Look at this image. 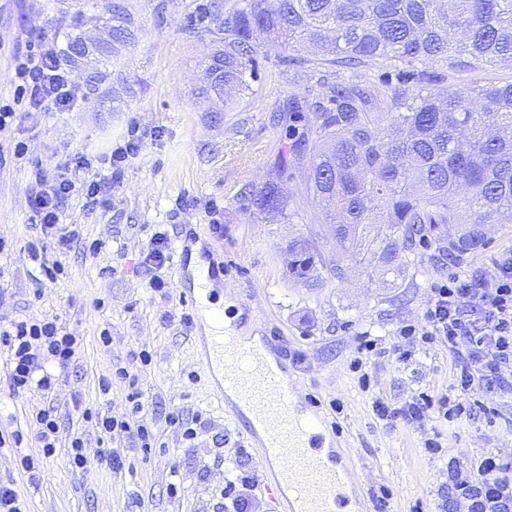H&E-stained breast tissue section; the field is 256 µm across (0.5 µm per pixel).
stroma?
Instances as JSON below:
<instances>
[{
  "instance_id": "1",
  "label": "stroma",
  "mask_w": 512,
  "mask_h": 512,
  "mask_svg": "<svg viewBox=\"0 0 512 512\" xmlns=\"http://www.w3.org/2000/svg\"><path fill=\"white\" fill-rule=\"evenodd\" d=\"M134 34L117 45L110 61L91 58L65 62L77 94L71 112L45 107L20 111L0 143L25 142L24 156H7L0 164V324L24 317L59 316L82 336L80 358L59 374L49 394L10 395L7 366L0 359V433L23 435L21 443L0 447V480H15L23 512H225L224 481L237 468L234 448H248L253 473H260L259 440L235 404L222 398L210 379L197 342L202 327L183 325L180 293L191 285L187 268L172 262L161 274L171 295L163 299L148 286L141 267L154 232L167 233L173 252L200 246L203 257L223 271L224 314L239 336H257L282 361L300 404H312L333 429L337 447L354 458L360 482L357 501L376 512L380 489L391 494L388 512H433L448 483L445 460L430 459L423 448L430 429L389 426L375 418L372 402L383 398L401 404L421 390L443 392L453 381L448 348L439 343L420 348L413 361L397 360L393 331L418 318L431 283L448 273L487 265L500 251L512 249V224L493 226L479 251L450 262L435 247L418 244L414 262L397 276L374 275L369 260L349 262L344 277L321 270L317 283L287 275L285 245L299 234H319L324 260L333 243L324 238V219L305 191L306 172L295 167L276 175V163L292 142L277 111L291 95L316 99L321 82L350 77L366 84L394 81L393 70L380 64L350 72L322 66L317 76L287 69L277 58H259L249 87L227 100L206 92L205 61L218 49L208 33L191 27L189 0H123ZM91 0H0V101L12 100L14 66L29 46H66L85 36L107 39ZM452 90L487 82H512V64L447 67L435 65ZM143 136L140 153L130 159L112 186L110 205L83 210L70 201L67 221L82 227L84 243L58 255L51 239L29 224V195L36 171L51 176L57 164L77 155L96 156L122 144L128 129ZM279 177L288 198L292 223L277 215H252L245 187L262 186ZM101 241L93 254L88 243ZM61 259L65 274L48 280L42 259ZM112 342L102 345L101 329ZM370 331L381 340L361 388L350 369L358 334ZM149 351L152 362L141 367L137 355ZM301 362H294L293 354ZM138 374L144 409L134 414L126 387L114 379L116 368ZM111 379L102 393L99 383ZM340 402L334 412L331 402ZM54 406L62 428H81L89 446L98 435L83 428L81 412L99 407L117 418L144 420L160 445L146 451L134 440L118 450L125 466L119 472L91 466L73 470L66 447L45 459L40 478L19 470V455H39L29 425L33 413ZM202 413L204 426L194 441L165 421L172 409ZM454 456L467 463L487 453L512 460V432L503 421L483 413L444 428ZM222 435L226 447H215ZM181 492L171 495V484Z\"/></svg>"
}]
</instances>
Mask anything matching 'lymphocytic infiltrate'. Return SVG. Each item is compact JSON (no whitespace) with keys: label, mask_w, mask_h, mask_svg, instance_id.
<instances>
[{"label":"lymphocytic infiltrate","mask_w":512,"mask_h":512,"mask_svg":"<svg viewBox=\"0 0 512 512\" xmlns=\"http://www.w3.org/2000/svg\"><path fill=\"white\" fill-rule=\"evenodd\" d=\"M56 55L55 48L40 46L18 57V101L32 107L49 101L57 108L71 109L75 93ZM141 144V135L132 130L124 146L93 161L77 157L52 177L36 178L29 196L31 221L42 233L55 237L59 253L69 251L80 238L77 225L63 221L65 203L78 191L84 208L108 205L107 193L122 176V162L137 155ZM95 162L103 165V173L75 184L72 171L90 168ZM396 336L403 343L398 355L403 364L412 361L419 346L434 342L446 345L453 373L452 392L435 395L419 391L398 407L375 400L373 412L378 419L421 428L434 419L459 424L479 409L489 420H503L512 428V415H503L498 408L479 401L483 394L512 399V250L499 253L488 266L471 274H453L434 282L421 316L402 324ZM80 348L79 337L56 316L29 317L0 326V355L10 366L9 390L15 395L31 389L51 392L56 369L75 362ZM82 418L98 432L97 447H88L82 433L62 431L54 408L38 410L32 423L42 455L22 456V471L36 475L42 458L53 457L62 442L67 445L70 466L81 470L94 463L122 469L124 462L115 445L126 437L135 438L145 449L157 445L147 423L135 425L89 408ZM438 512H512V460L490 453L464 466L449 459L448 494Z\"/></svg>","instance_id":"obj_1"}]
</instances>
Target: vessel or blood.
<instances>
[{"mask_svg": "<svg viewBox=\"0 0 512 512\" xmlns=\"http://www.w3.org/2000/svg\"><path fill=\"white\" fill-rule=\"evenodd\" d=\"M211 350L224 368L225 386L237 390L265 432L264 459L278 467L275 487L288 489L290 512H345L341 488L347 473L324 465L315 450L320 418L296 409L291 386L268 365L262 347L242 346L226 331Z\"/></svg>", "mask_w": 512, "mask_h": 512, "instance_id": "obj_1", "label": "vessel or blood"}]
</instances>
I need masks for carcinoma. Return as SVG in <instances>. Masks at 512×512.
Wrapping results in <instances>:
<instances>
[{"instance_id": "obj_1", "label": "carcinoma", "mask_w": 512, "mask_h": 512, "mask_svg": "<svg viewBox=\"0 0 512 512\" xmlns=\"http://www.w3.org/2000/svg\"><path fill=\"white\" fill-rule=\"evenodd\" d=\"M188 8L215 22L205 32L222 43L208 66L219 72L216 91L248 88L260 54L312 73L376 61L397 71V84L383 90L385 117L371 111L375 93L353 83H327L313 104L293 97L282 108L293 142L277 169L306 167L325 235L336 240V277L363 250L383 273L400 274L419 241L465 254L486 245L487 225L512 224V137L502 136L512 132V83L450 91L436 72L416 68L512 63V0H191ZM103 21L112 43L130 38L132 18L119 0ZM249 201L255 214L289 219L274 178ZM288 256V275L300 281L323 263L311 235L288 240Z\"/></svg>"}]
</instances>
